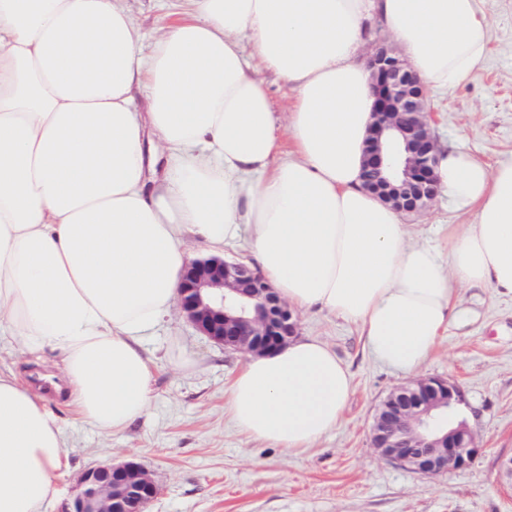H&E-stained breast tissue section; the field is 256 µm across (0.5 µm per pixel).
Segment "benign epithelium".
Listing matches in <instances>:
<instances>
[{
    "label": "benign epithelium",
    "mask_w": 512,
    "mask_h": 512,
    "mask_svg": "<svg viewBox=\"0 0 512 512\" xmlns=\"http://www.w3.org/2000/svg\"><path fill=\"white\" fill-rule=\"evenodd\" d=\"M372 137L366 187L408 214L426 210L440 193L434 112L419 77L380 48L372 63ZM177 305L204 336L227 349L264 355L297 335L298 319L253 265L239 259L194 258L185 266ZM459 387L438 377L392 389L377 409L370 445L386 462L423 476L464 470L478 448L464 423L451 425ZM160 487L136 459L95 465L58 512H145Z\"/></svg>",
    "instance_id": "benign-epithelium-1"
}]
</instances>
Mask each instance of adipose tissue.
<instances>
[{"label": "adipose tissue", "instance_id": "ef3b65f1", "mask_svg": "<svg viewBox=\"0 0 512 512\" xmlns=\"http://www.w3.org/2000/svg\"><path fill=\"white\" fill-rule=\"evenodd\" d=\"M373 16L432 88L488 58L480 0H184L147 54L121 0H0V344L56 353L78 417L119 432L145 413L144 342L195 242L219 252L248 236L289 306L356 324L407 373L459 288L512 296V161L440 151L443 194L473 216L444 254L409 243L362 184L373 97L356 53ZM249 49L294 92L286 134ZM352 393L331 347L295 338L247 361L226 397L241 432L298 454ZM65 465L44 398L0 370V512H41Z\"/></svg>", "mask_w": 512, "mask_h": 512}]
</instances>
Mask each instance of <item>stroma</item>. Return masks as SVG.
Masks as SVG:
<instances>
[{"label": "stroma", "instance_id": "obj_1", "mask_svg": "<svg viewBox=\"0 0 512 512\" xmlns=\"http://www.w3.org/2000/svg\"><path fill=\"white\" fill-rule=\"evenodd\" d=\"M143 52L167 23L161 0H125ZM491 24L484 68L468 82L429 92L439 113L441 146L458 147L488 165L512 158V0H482ZM409 238L445 246L449 226L471 224L469 214L438 197L424 213L406 216ZM299 336L329 345L349 365L354 391L336 430L299 455L248 437L234 424L224 391L245 355L202 336L172 308L146 348L156 367L147 412L113 433L78 418L60 396L47 397L64 433L67 468L56 512L90 466L136 457L161 488L148 512H512V490L497 458L512 451V298L485 286L459 289L455 315L422 377L457 384L464 400L456 420L473 432L479 453L467 469L422 477L380 460L370 447L374 414L407 374L371 357L358 328L316 309L298 314ZM193 359L175 368L179 353Z\"/></svg>", "mask_w": 512, "mask_h": 512}]
</instances>
